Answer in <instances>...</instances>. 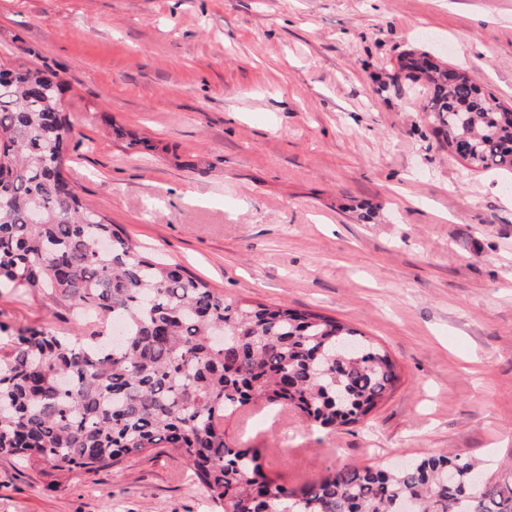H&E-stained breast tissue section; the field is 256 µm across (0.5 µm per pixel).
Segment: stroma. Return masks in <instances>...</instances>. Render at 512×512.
<instances>
[{
	"instance_id": "1",
	"label": "stroma",
	"mask_w": 512,
	"mask_h": 512,
	"mask_svg": "<svg viewBox=\"0 0 512 512\" xmlns=\"http://www.w3.org/2000/svg\"><path fill=\"white\" fill-rule=\"evenodd\" d=\"M67 82L83 201L228 298L312 309L400 374L367 425L292 410L226 419L273 477L460 452L512 460V175L467 170L425 94L386 86L408 50L512 107V0H0V67L25 49ZM0 321L68 334L47 294ZM0 512H212L153 448L94 475L0 457Z\"/></svg>"
}]
</instances>
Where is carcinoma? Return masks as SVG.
Here are the masks:
<instances>
[{"mask_svg": "<svg viewBox=\"0 0 512 512\" xmlns=\"http://www.w3.org/2000/svg\"><path fill=\"white\" fill-rule=\"evenodd\" d=\"M390 84L427 89L423 111L471 170L512 173V110L466 72L406 52ZM57 73L0 70V288L47 291L83 320L68 336L0 324V455L96 474L167 448L220 512H512V471L485 478L463 454L345 464L300 487L229 443L224 418L292 408L334 432L399 381L371 337L317 312L228 300L157 259L82 203L66 172L76 133Z\"/></svg>", "mask_w": 512, "mask_h": 512, "instance_id": "obj_1", "label": "carcinoma"}]
</instances>
